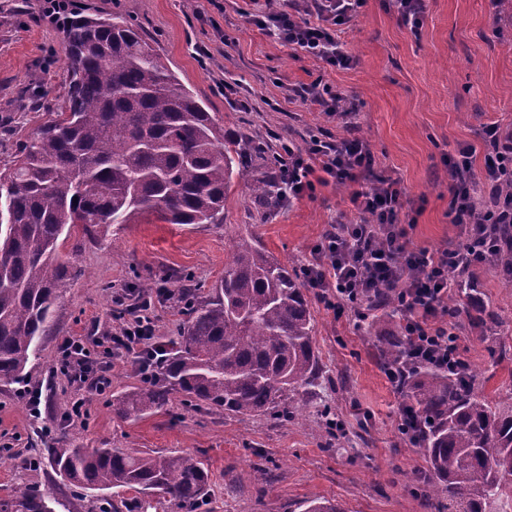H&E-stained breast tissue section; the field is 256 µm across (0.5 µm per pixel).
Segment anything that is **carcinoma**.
I'll return each mask as SVG.
<instances>
[{
  "instance_id": "cac0c4a2",
  "label": "carcinoma",
  "mask_w": 512,
  "mask_h": 512,
  "mask_svg": "<svg viewBox=\"0 0 512 512\" xmlns=\"http://www.w3.org/2000/svg\"><path fill=\"white\" fill-rule=\"evenodd\" d=\"M70 80L60 110L0 173V382L24 379L30 357L50 335L61 290L76 276L59 258V237L75 226L90 236L114 224H221L234 179L255 204L282 207L275 154L220 126L140 32L114 16H76L65 26ZM508 247L499 273L512 269ZM473 281L448 297L458 311ZM187 319L180 341L154 377L112 396V414L139 419L178 394L192 406L232 416L289 419L299 389L320 380L312 345L314 315L295 270L257 244H237L224 277L200 297L180 286ZM371 303L397 304L379 288ZM384 359L402 360L406 336L385 337ZM424 450L427 507L436 512H512V402L485 395L464 369L448 374L412 367L401 384ZM47 462L81 494H140L132 512L159 496L178 512H200L210 487L205 463L189 454H140L63 444ZM0 512H55L48 495L16 485Z\"/></svg>"
}]
</instances>
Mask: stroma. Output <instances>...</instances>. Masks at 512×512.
Wrapping results in <instances>:
<instances>
[{
	"mask_svg": "<svg viewBox=\"0 0 512 512\" xmlns=\"http://www.w3.org/2000/svg\"><path fill=\"white\" fill-rule=\"evenodd\" d=\"M80 15L124 17L139 26L175 74L225 129L271 145H304L312 131L336 138L343 128L292 89L322 80L357 104L354 121L368 142L376 171L405 189L402 218L416 247H453L460 229L448 217L446 160L458 145L476 149L482 166V129L512 125V25L498 27L488 0H426L418 31H411L384 0H367L360 17L341 33L350 67L327 65L281 45L249 23L248 0H74ZM46 0H0V172L22 143L51 119L68 84L65 29L45 14ZM349 188L329 182L264 217L248 187L235 182L220 224H167L150 219L116 224L94 238L72 228L59 240L62 259L80 271L56 311V327L32 358L23 383L0 382V502L26 482L62 501L67 512H95V499L77 498L49 466L29 458L68 442L82 448L190 453L207 465L206 512H304L329 500L340 512H428L426 463L399 433L404 402L384 371L382 339L353 311L313 298V346L320 386L301 392L298 415L282 423L266 415L233 417L184 409L179 398L131 421L113 416L112 397L142 384L134 364L120 363L107 393L91 396L83 423L63 424L70 397L54 373L58 346L68 336L118 331L120 310L150 301L155 335L178 341L181 303L161 296L162 280L189 273L198 295L224 275L234 245L259 244L273 258L298 267L310 257L328 224L349 211ZM482 299L500 321L488 338L457 318L463 357L485 393L512 399V286L480 267ZM42 390L40 419L17 398L20 385ZM330 407L339 431L326 442L320 412ZM52 426L45 436L43 426Z\"/></svg>",
	"mask_w": 512,
	"mask_h": 512,
	"instance_id": "obj_1",
	"label": "stroma"
}]
</instances>
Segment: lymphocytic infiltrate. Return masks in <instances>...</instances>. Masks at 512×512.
I'll return each instance as SVG.
<instances>
[{
	"label": "lymphocytic infiltrate",
	"instance_id": "1",
	"mask_svg": "<svg viewBox=\"0 0 512 512\" xmlns=\"http://www.w3.org/2000/svg\"><path fill=\"white\" fill-rule=\"evenodd\" d=\"M365 3L311 0L309 15L303 18L293 0H281L279 7H262L248 19L288 48L333 67H346L352 58L341 49L338 37ZM294 95L344 120L347 134L328 140L313 134L305 146L289 145L278 173L286 201L314 197L318 182L313 173L318 169L337 183L353 186L349 214L337 216L302 267L306 285L329 306L350 308L361 320L367 317L364 304L368 292L381 286L394 288L410 340L407 365L446 372L463 367L459 335L445 322L448 271L487 262L496 246L495 228L512 224V195L502 189L505 175H512V129L496 122L484 126L481 168L473 166V146H459L449 156L448 216L460 227L462 239L454 247L430 252L413 247L401 224L403 188L399 179L373 176V154L367 142L354 133V108L318 80L295 89ZM95 346L100 349L96 356L91 353ZM123 353L134 357L145 377L164 361L166 347L155 340V321L149 312L135 316L114 335L99 339L69 336L62 341L55 370L74 392L61 415L63 422L85 420L87 392L101 393L110 387L116 359Z\"/></svg>",
	"mask_w": 512,
	"mask_h": 512
}]
</instances>
